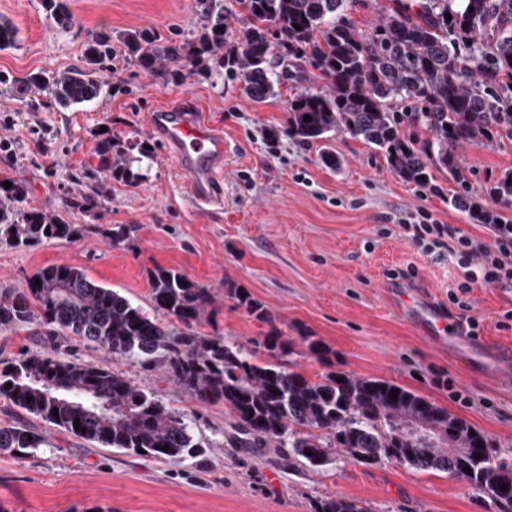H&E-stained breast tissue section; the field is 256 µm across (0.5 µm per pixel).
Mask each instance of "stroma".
<instances>
[{"label": "stroma", "mask_w": 512, "mask_h": 512, "mask_svg": "<svg viewBox=\"0 0 512 512\" xmlns=\"http://www.w3.org/2000/svg\"><path fill=\"white\" fill-rule=\"evenodd\" d=\"M77 26L58 29L40 0H0V18L20 30L13 48L0 50V72L23 77L63 71L79 63L88 34L149 27L178 33L193 25L192 0H69ZM113 92L78 110L27 111L0 93V184L28 186L24 208L48 215L66 197L87 189L105 138L150 146L152 169L134 184L102 178L106 204L98 224H132L131 245H111L97 232L74 242L44 241L15 248L0 244V281L26 288L50 265H74L149 307L148 274L180 271L211 288L203 331L252 349L270 360L265 336L277 332L292 352L290 370L314 379L329 369L402 385L472 424L512 460V384L465 373L400 314L394 293L424 289L450 309L448 286L461 277L446 257L412 244L400 214L427 208L444 224L486 239L484 228L448 199L459 186L444 172L436 190L402 181L378 153L339 135L326 167L321 143L284 136L286 105L301 89L285 82L280 96L262 103L242 95L239 83L214 85L191 75L162 84L123 55L112 60ZM203 112L224 127V203L199 209L186 179L164 152L148 116L173 101ZM279 131L271 139V131ZM473 186L512 170V140L460 148ZM245 289L267 309L262 322L226 297L225 283ZM480 321L478 335L504 360L512 359V288L474 287L468 295ZM327 353L319 359L310 342ZM114 367L187 415L202 457L177 465L98 448L0 400V425H25L46 443L32 454L0 455V512H313L328 497L354 500L372 512H496L465 481L418 472L385 460L366 467L336 463L319 471L278 461L276 448L247 451L229 442L234 422L223 404L203 405L158 367L133 360Z\"/></svg>", "instance_id": "35a3bbf8"}]
</instances>
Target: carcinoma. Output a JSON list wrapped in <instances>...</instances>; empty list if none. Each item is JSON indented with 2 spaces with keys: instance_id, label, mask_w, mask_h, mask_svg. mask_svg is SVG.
Wrapping results in <instances>:
<instances>
[{
  "instance_id": "carcinoma-1",
  "label": "carcinoma",
  "mask_w": 512,
  "mask_h": 512,
  "mask_svg": "<svg viewBox=\"0 0 512 512\" xmlns=\"http://www.w3.org/2000/svg\"><path fill=\"white\" fill-rule=\"evenodd\" d=\"M240 2L245 17L237 21L224 0H193V29L181 37L154 28L92 33L80 66L24 78L0 73V84L12 85L33 112L52 104L78 108L106 91L104 71L122 53L162 84L187 72L239 79L245 97L264 102L289 78L281 62L300 60L323 84L288 99V137L309 144L348 135L380 151L394 175L429 190L436 189L433 171H446L461 186L453 205L484 224L496 223L497 215L477 196L512 206V171L475 194L457 154L466 145L512 139V0L461 6L456 0H393L363 32L345 14V0ZM41 3L56 27L74 28L68 0ZM18 35L14 23L0 20V50L13 47ZM405 121L429 137L405 134ZM97 155L99 173L142 178L112 140L102 141ZM27 193L21 181L0 186V244L74 241L93 229L112 245L132 241L130 224H72L60 214L25 209ZM101 206L102 191L91 187L66 199L64 211L90 217ZM226 292L254 318L268 320L265 306L244 289ZM149 295L146 310L73 265L45 267L22 290L0 282V334L34 326L33 349L0 369V398L103 448L171 464L200 456L186 415L106 363L68 358L72 342L92 343L112 359L161 366L201 404L227 405L237 419L231 440L241 448H286L288 458L297 456L312 470L343 453L364 466L390 459L462 479L497 512H512V463L496 458L488 436L465 420L386 380L346 371L308 379L284 364L291 351L278 335L265 339L277 361L255 362L243 347L202 331L211 289L176 270L150 271ZM393 389L399 390L394 400ZM44 444L26 426H0V453L23 458ZM316 512L370 508L328 497Z\"/></svg>"
}]
</instances>
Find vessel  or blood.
<instances>
[{"mask_svg":"<svg viewBox=\"0 0 512 512\" xmlns=\"http://www.w3.org/2000/svg\"><path fill=\"white\" fill-rule=\"evenodd\" d=\"M151 126L165 150L187 179L198 206H216L224 197L220 175L224 170V135L184 105L172 104L155 112ZM418 330L434 343L447 346L452 356H463L466 371H487L491 349L482 339L469 337L465 326L446 317L422 293L402 300Z\"/></svg>","mask_w":512,"mask_h":512,"instance_id":"b4317fda","label":"vessel or blood"}]
</instances>
